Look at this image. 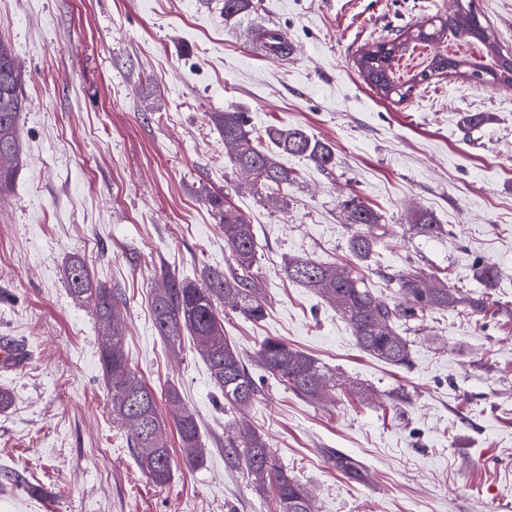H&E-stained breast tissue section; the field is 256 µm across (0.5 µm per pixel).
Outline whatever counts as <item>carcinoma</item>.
Wrapping results in <instances>:
<instances>
[{
  "label": "carcinoma",
  "instance_id": "obj_1",
  "mask_svg": "<svg viewBox=\"0 0 512 512\" xmlns=\"http://www.w3.org/2000/svg\"><path fill=\"white\" fill-rule=\"evenodd\" d=\"M460 36L482 41L493 48L496 64L487 67L464 59L452 61L436 57L427 71L431 76L449 69L485 81H512V64H504L512 55L505 52L493 38L490 29L470 10L454 7L440 24H415L404 39L377 42L363 50L356 61L358 71L369 84L384 96L403 97L399 84L389 74L394 56L415 42H431L443 36ZM25 106L22 75L11 46L0 38V196L12 191L22 156L18 128L19 112ZM212 125L232 147L227 163L251 177L258 189L278 188L295 181V175L282 166L277 157L283 154L302 156L323 170L335 164L333 147L307 134L301 128L268 125L255 130L244 112H212ZM210 206L220 215L224 226V243L233 263L229 271L209 272L202 282L180 280L166 270L161 271L163 287L154 292L152 312L155 326L171 349L181 346L190 337L205 361L215 386L224 395L230 409L248 407L258 396L261 384L243 362L235 346L224 338V320L217 302L224 301L231 310L245 319L260 321L266 314V302L254 272L260 243L253 225L237 210L226 205L224 196H208ZM344 219L352 233L348 250L359 263L370 260L385 235L381 215L356 195L342 204ZM410 230L423 237H436L443 225L428 212L415 215ZM477 279L491 287L498 274L490 263L475 264ZM285 274L289 281L314 290L336 306L352 329L357 346L364 352L391 365L406 366L411 362L410 340L397 330L398 324L416 321L424 313L448 307L482 314L488 311L484 297H466L461 290L442 283L430 286L415 274L395 271L389 284L403 296L400 302L380 299L367 288L354 267L326 265L305 256L288 259ZM66 283L71 295L87 303L93 310L101 336V363L108 391L112 395V412L128 429L138 466L157 486L172 477V457L162 431L158 399L153 389L130 366L125 352V332L120 322L123 300L114 288L96 281L88 267L79 259L68 266ZM262 369V377L273 379L306 399H318L336 378L324 365L306 353L277 338L264 339L254 352ZM167 399L181 405L176 429L181 454L189 466L201 462L200 428L195 413L182 405L180 393L171 389ZM227 454L244 463L251 476L254 491L262 496L272 493L276 512H313L312 498L295 476L288 473L259 435L242 434L234 427L224 429Z\"/></svg>",
  "mask_w": 512,
  "mask_h": 512
}]
</instances>
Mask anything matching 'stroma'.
<instances>
[{"label": "stroma", "mask_w": 512, "mask_h": 512, "mask_svg": "<svg viewBox=\"0 0 512 512\" xmlns=\"http://www.w3.org/2000/svg\"><path fill=\"white\" fill-rule=\"evenodd\" d=\"M228 19L224 0H0V38L22 70V162L0 199V339L24 366L0 372V512H275L224 452L230 423L260 433L314 495V512H512V92L456 75L405 99L377 93L356 59L367 45L447 16L453 0H254ZM512 52V0H463ZM285 32L288 59L256 55L249 29ZM247 113L254 128L300 127L332 144L336 163L279 161L296 177L278 207L224 161L212 112ZM486 115L471 127L469 115ZM253 224L267 313L224 314V335L252 363L268 337L318 359L341 387L304 399L275 380L227 411L192 341L171 350L151 298L160 270L201 280L232 260L206 197ZM357 195L386 234L358 272L392 298L405 269L490 312L434 309L401 326L410 366L361 351L347 322L289 282L288 258L346 264L341 204ZM443 234L410 229L415 210ZM80 258L121 291L125 350L161 403L173 477L154 485L112 414L98 325L67 288ZM500 276L488 288L477 261ZM195 412L202 462L182 461L164 397ZM355 463L345 475L337 459Z\"/></svg>", "instance_id": "35a3bbf8"}]
</instances>
